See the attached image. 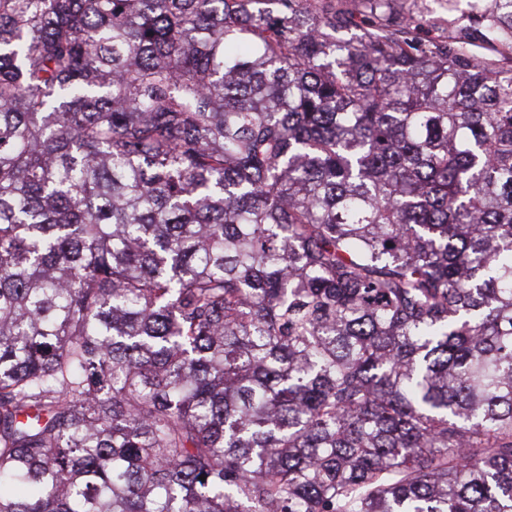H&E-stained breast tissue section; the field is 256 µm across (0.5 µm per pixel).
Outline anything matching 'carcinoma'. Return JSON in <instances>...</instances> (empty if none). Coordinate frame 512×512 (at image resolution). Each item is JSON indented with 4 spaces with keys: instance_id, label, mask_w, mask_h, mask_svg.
<instances>
[{
    "instance_id": "cac0c4a2",
    "label": "carcinoma",
    "mask_w": 512,
    "mask_h": 512,
    "mask_svg": "<svg viewBox=\"0 0 512 512\" xmlns=\"http://www.w3.org/2000/svg\"><path fill=\"white\" fill-rule=\"evenodd\" d=\"M270 2L0 0V512H512V0ZM406 10L412 13L419 21L429 20L440 27L448 28V16L459 15L469 7V0H455L452 11L448 12V0H400Z\"/></svg>"
}]
</instances>
